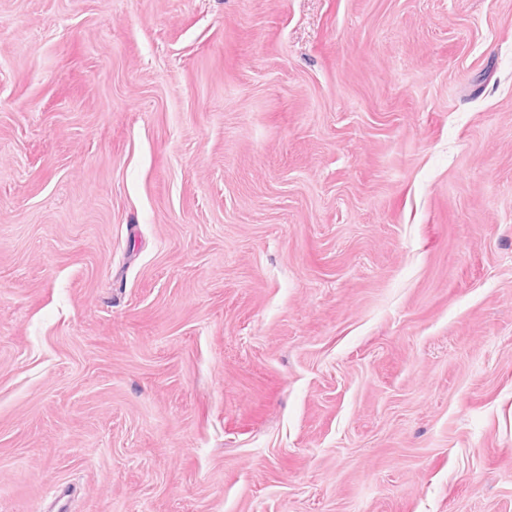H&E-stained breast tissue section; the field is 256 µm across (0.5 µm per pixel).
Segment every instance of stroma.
Wrapping results in <instances>:
<instances>
[{
  "label": "stroma",
  "instance_id": "1",
  "mask_svg": "<svg viewBox=\"0 0 512 512\" xmlns=\"http://www.w3.org/2000/svg\"><path fill=\"white\" fill-rule=\"evenodd\" d=\"M0 512H512V0H0Z\"/></svg>",
  "mask_w": 512,
  "mask_h": 512
}]
</instances>
